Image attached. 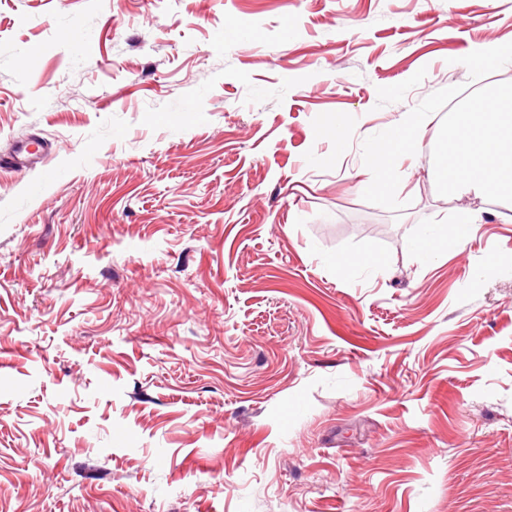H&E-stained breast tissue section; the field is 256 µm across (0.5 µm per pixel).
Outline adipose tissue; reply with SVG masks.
Instances as JSON below:
<instances>
[{"instance_id": "adipose-tissue-1", "label": "adipose tissue", "mask_w": 512, "mask_h": 512, "mask_svg": "<svg viewBox=\"0 0 512 512\" xmlns=\"http://www.w3.org/2000/svg\"><path fill=\"white\" fill-rule=\"evenodd\" d=\"M442 180L475 198L512 199V87L471 100L438 145Z\"/></svg>"}]
</instances>
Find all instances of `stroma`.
Returning <instances> with one entry per match:
<instances>
[{
	"instance_id": "obj_1",
	"label": "stroma",
	"mask_w": 512,
	"mask_h": 512,
	"mask_svg": "<svg viewBox=\"0 0 512 512\" xmlns=\"http://www.w3.org/2000/svg\"><path fill=\"white\" fill-rule=\"evenodd\" d=\"M488 43L512 0H0V154L49 149L0 167V512H512V207L426 153ZM430 121L426 113H404L398 122V132L405 140L418 144L425 137ZM45 148L37 141L20 142L11 156L2 157V161L12 165H30L35 166L43 162Z\"/></svg>"
}]
</instances>
